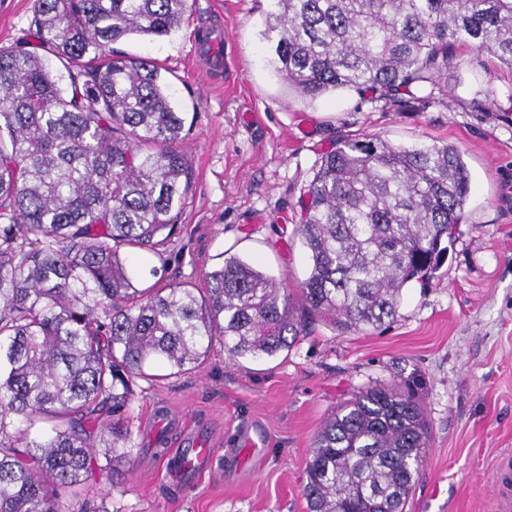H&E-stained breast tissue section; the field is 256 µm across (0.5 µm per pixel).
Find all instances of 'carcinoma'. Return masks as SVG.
<instances>
[{
  "instance_id": "1",
  "label": "carcinoma",
  "mask_w": 512,
  "mask_h": 512,
  "mask_svg": "<svg viewBox=\"0 0 512 512\" xmlns=\"http://www.w3.org/2000/svg\"><path fill=\"white\" fill-rule=\"evenodd\" d=\"M268 2V61L312 101L348 89L405 104L436 89L456 44L512 69V0ZM186 12L187 0H38L33 42L0 50V512H86L60 489L114 470L135 379L199 369L217 337L227 359L262 360L319 317L342 333L394 319L404 287L436 272L463 221L459 149L346 138L307 189L297 232L310 273L297 292L222 252L203 288L142 287L134 254L164 264L180 232L186 118L162 67L110 45L168 36ZM106 405L112 454L101 457L76 416ZM32 416L51 432L18 431ZM427 440L414 396L357 390L315 438L308 512H406Z\"/></svg>"
}]
</instances>
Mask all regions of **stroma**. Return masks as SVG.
I'll list each match as a JSON object with an SVG mask.
<instances>
[{
  "mask_svg": "<svg viewBox=\"0 0 512 512\" xmlns=\"http://www.w3.org/2000/svg\"><path fill=\"white\" fill-rule=\"evenodd\" d=\"M266 0H188L169 36H133L118 52L166 69L185 112L191 189L167 249L166 283L203 285L219 253L258 263L284 288L309 272L297 233L323 153L364 134L396 144L452 145L471 180L466 219L428 286L409 283L396 318L340 333L315 322L288 352L230 361L222 344L199 369L136 379L130 437L111 478L80 496L88 512H308L306 463L326 416L358 389L412 388L430 437L406 512H502L494 487L512 457V69L455 46L433 92L397 105L341 90L305 101L268 65ZM35 0H0V48L28 41ZM220 35L228 64L213 69L200 32ZM187 415L216 450L209 471L177 484L153 453L181 437ZM260 454L228 456L242 426Z\"/></svg>",
  "mask_w": 512,
  "mask_h": 512,
  "instance_id": "stroma-1",
  "label": "stroma"
}]
</instances>
